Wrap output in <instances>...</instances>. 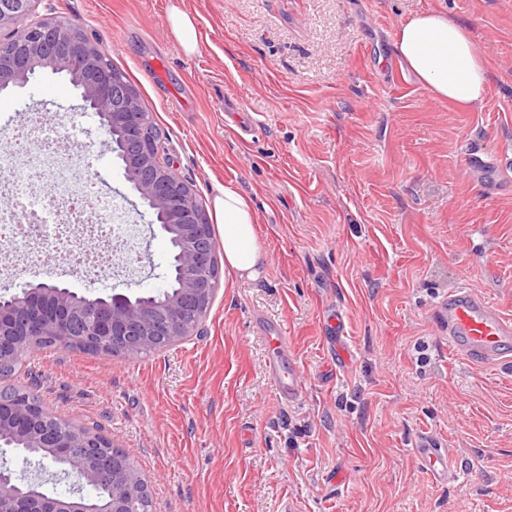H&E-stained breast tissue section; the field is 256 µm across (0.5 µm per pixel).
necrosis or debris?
Returning <instances> with one entry per match:
<instances>
[{"label": "necrosis or debris", "instance_id": "necrosis-or-debris-1", "mask_svg": "<svg viewBox=\"0 0 512 512\" xmlns=\"http://www.w3.org/2000/svg\"><path fill=\"white\" fill-rule=\"evenodd\" d=\"M30 120L0 150V192L13 201L0 211V250L37 270L61 257L86 274L127 281L140 226L119 198L97 190L88 154L65 131L47 129L35 113Z\"/></svg>", "mask_w": 512, "mask_h": 512}]
</instances>
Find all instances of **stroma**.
<instances>
[{"instance_id":"35a3bbf8","label":"stroma","mask_w":512,"mask_h":512,"mask_svg":"<svg viewBox=\"0 0 512 512\" xmlns=\"http://www.w3.org/2000/svg\"><path fill=\"white\" fill-rule=\"evenodd\" d=\"M196 21L186 55L168 10ZM438 9L466 25L490 94L439 101L400 70L399 24ZM78 24L150 112L175 172L205 210L218 188L249 198L261 275L220 269L198 336L139 357L44 348L0 378L50 414L101 431L135 463L153 512H512V361L474 366L448 348L433 307L461 285L512 317V185L487 191L467 149L512 152V0H37ZM75 121L105 192L142 229L124 283L65 263L48 281L104 296L167 284L169 245L142 213L97 117L52 75L0 96V149L29 112ZM256 118L241 141L235 115ZM344 318L346 359L323 333ZM276 321L303 393L268 377L261 319ZM430 435L452 469L436 483L414 452Z\"/></svg>"}]
</instances>
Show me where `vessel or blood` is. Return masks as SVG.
<instances>
[{
    "instance_id": "1",
    "label": "vessel or blood",
    "mask_w": 512,
    "mask_h": 512,
    "mask_svg": "<svg viewBox=\"0 0 512 512\" xmlns=\"http://www.w3.org/2000/svg\"><path fill=\"white\" fill-rule=\"evenodd\" d=\"M470 173L485 186H492L512 173V156L486 159L473 152L465 157ZM439 329L448 345L479 365L512 353V319L503 316L486 298L460 286L448 291L433 309ZM271 350L269 376L281 399L293 401L303 389L302 372L296 361H284L286 342L275 330H267ZM418 456L431 476L439 482L448 479V453L433 438H421L416 444Z\"/></svg>"
}]
</instances>
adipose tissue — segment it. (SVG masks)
<instances>
[{"instance_id": "adipose-tissue-1", "label": "adipose tissue", "mask_w": 512, "mask_h": 512, "mask_svg": "<svg viewBox=\"0 0 512 512\" xmlns=\"http://www.w3.org/2000/svg\"><path fill=\"white\" fill-rule=\"evenodd\" d=\"M404 67L434 98L477 106L489 86L484 58L466 28L437 10L414 12L398 28L394 42ZM214 212L224 226V266L238 279H256L263 255L258 245L256 217L248 199L224 187L214 198Z\"/></svg>"}]
</instances>
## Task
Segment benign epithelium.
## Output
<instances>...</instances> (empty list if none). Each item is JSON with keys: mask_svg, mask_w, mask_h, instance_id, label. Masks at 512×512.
Wrapping results in <instances>:
<instances>
[{"mask_svg": "<svg viewBox=\"0 0 512 512\" xmlns=\"http://www.w3.org/2000/svg\"><path fill=\"white\" fill-rule=\"evenodd\" d=\"M35 0H0V28L27 17ZM62 73L77 92L81 110L92 112L107 133L120 134L123 177L171 246L176 291L133 300L121 292L90 297L63 284L31 281L19 290L0 288V362L17 357L44 336L93 349L103 342L129 357L144 349L160 350L195 335L210 308L219 280L213 227L194 189L162 156L150 113L123 74L110 67L97 44L74 33L65 22H32L12 52L0 54V89L26 86L40 71ZM25 445L30 455L77 479L70 497L42 492V478H23L0 468V512H133L135 501L150 499L147 483L122 452L112 451L104 434L65 424L50 427L41 407L21 397L0 398V439ZM111 487L100 511L82 486Z\"/></svg>", "mask_w": 512, "mask_h": 512, "instance_id": "1", "label": "benign epithelium"}]
</instances>
